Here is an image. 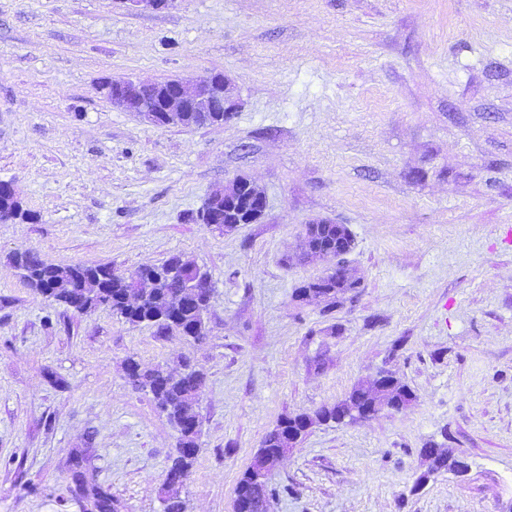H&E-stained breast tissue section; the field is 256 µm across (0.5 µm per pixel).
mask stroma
I'll return each mask as SVG.
<instances>
[{
    "instance_id": "obj_1",
    "label": "stroma",
    "mask_w": 512,
    "mask_h": 512,
    "mask_svg": "<svg viewBox=\"0 0 512 512\" xmlns=\"http://www.w3.org/2000/svg\"><path fill=\"white\" fill-rule=\"evenodd\" d=\"M224 74L219 125L159 127L101 86ZM243 175L256 222H197ZM29 222L0 223V512H163L177 434L143 368L204 375L188 512H232L278 419L378 371L415 398L312 427L276 463L270 512H512V0H0V180ZM348 228L357 294L322 312L294 291L308 225ZM127 272L178 255L214 283L207 335L161 338L38 296L12 264ZM433 441L464 475L421 482Z\"/></svg>"
}]
</instances>
